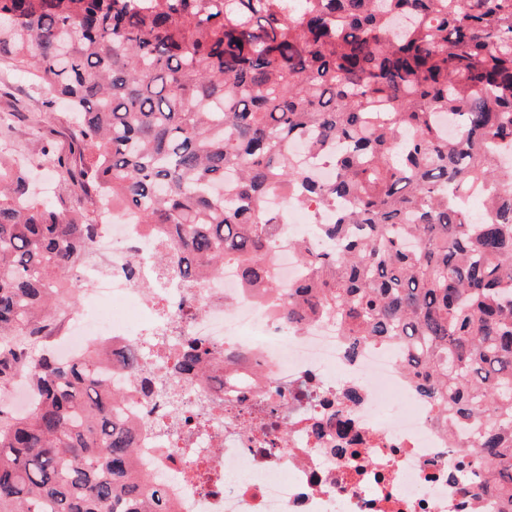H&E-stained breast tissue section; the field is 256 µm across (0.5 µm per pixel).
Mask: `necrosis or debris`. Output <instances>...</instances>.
I'll list each match as a JSON object with an SVG mask.
<instances>
[{
	"label": "necrosis or debris",
	"mask_w": 512,
	"mask_h": 512,
	"mask_svg": "<svg viewBox=\"0 0 512 512\" xmlns=\"http://www.w3.org/2000/svg\"><path fill=\"white\" fill-rule=\"evenodd\" d=\"M145 240L141 225L102 213L80 274L91 302L68 309L49 344L69 362L94 344L111 349L101 377L125 393L124 414L142 421V466L166 484L177 512H491L477 490L449 480L464 434L449 432L418 394L399 345L369 344L349 357L335 322L289 323L230 264L206 287L191 286L158 263L165 241L148 248ZM116 301L131 304L134 319L113 316ZM188 338L216 353L207 385L183 383L148 401L130 392L119 365L130 343L159 374L163 354ZM310 385L318 395L307 399ZM352 388L360 400L341 403ZM388 394L404 401L407 416L381 421ZM276 399L298 413L287 447L266 448L253 428ZM215 401L222 411L210 412ZM335 412L360 455L337 454L334 439L314 435Z\"/></svg>",
	"instance_id": "necrosis-or-debris-1"
}]
</instances>
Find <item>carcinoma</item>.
Returning a JSON list of instances; mask_svg holds the SVG:
<instances>
[{
  "instance_id": "obj_1",
  "label": "carcinoma",
  "mask_w": 512,
  "mask_h": 512,
  "mask_svg": "<svg viewBox=\"0 0 512 512\" xmlns=\"http://www.w3.org/2000/svg\"><path fill=\"white\" fill-rule=\"evenodd\" d=\"M28 70L77 114L73 150L42 162L93 204L168 231L164 260L206 283L233 262L278 294L269 255L309 272L288 321L334 319L350 353L398 343L448 424L482 426L461 474L512 512V0H0V69ZM303 141L336 170L290 154ZM0 150V387L24 375L29 410H0V512H173L138 472L136 423L99 377L109 352L63 362L43 343L77 301L95 211L33 198ZM281 192L331 216L312 251L282 239ZM481 193L473 222L461 201ZM199 341L164 375L203 384ZM122 363L143 399L132 344ZM292 153L298 156L303 163L313 171L316 175L323 179L329 180L333 177L334 171L330 165L317 159V156L311 151L307 150L304 142H297L291 147Z\"/></svg>"
}]
</instances>
